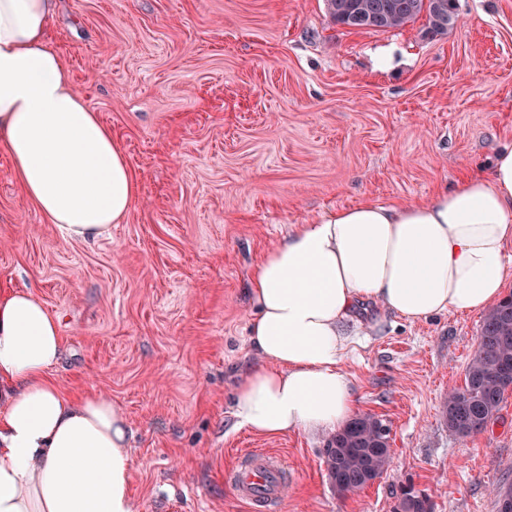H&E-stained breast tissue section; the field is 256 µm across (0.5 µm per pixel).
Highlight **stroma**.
<instances>
[{
  "instance_id": "1",
  "label": "stroma",
  "mask_w": 512,
  "mask_h": 512,
  "mask_svg": "<svg viewBox=\"0 0 512 512\" xmlns=\"http://www.w3.org/2000/svg\"><path fill=\"white\" fill-rule=\"evenodd\" d=\"M459 22L336 26L327 0H59L48 43L108 126L139 186L123 223L63 238L0 147V289L57 314L64 390L124 412L136 512H251L228 473L251 451L288 470L282 512H392L399 485L435 512H497L512 481V392L489 428L444 423L483 313L374 321L346 358L359 412L390 428L391 464L337 495L324 434L238 426L254 263L340 206L420 203L512 143V0H457Z\"/></svg>"
}]
</instances>
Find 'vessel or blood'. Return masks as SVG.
Returning <instances> with one entry per match:
<instances>
[{
    "label": "vessel or blood",
    "instance_id": "b4317fda",
    "mask_svg": "<svg viewBox=\"0 0 512 512\" xmlns=\"http://www.w3.org/2000/svg\"><path fill=\"white\" fill-rule=\"evenodd\" d=\"M285 471L276 454L250 452L235 465L230 481L237 497L250 504L253 512H277L284 497Z\"/></svg>",
    "mask_w": 512,
    "mask_h": 512
}]
</instances>
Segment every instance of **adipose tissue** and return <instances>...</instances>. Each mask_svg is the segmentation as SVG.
<instances>
[{
	"label": "adipose tissue",
	"mask_w": 512,
	"mask_h": 512,
	"mask_svg": "<svg viewBox=\"0 0 512 512\" xmlns=\"http://www.w3.org/2000/svg\"><path fill=\"white\" fill-rule=\"evenodd\" d=\"M56 0H0V145L26 199L68 238L110 234L138 183L47 42ZM512 274V145L423 204L340 207L252 268L233 414L249 431L332 433L357 411L342 367L363 305L415 322L488 309ZM60 324L28 291L0 294V512H135L127 420L52 377Z\"/></svg>",
	"instance_id": "obj_1"
}]
</instances>
